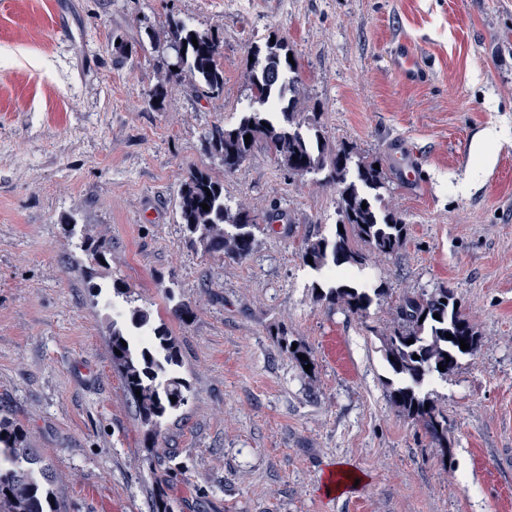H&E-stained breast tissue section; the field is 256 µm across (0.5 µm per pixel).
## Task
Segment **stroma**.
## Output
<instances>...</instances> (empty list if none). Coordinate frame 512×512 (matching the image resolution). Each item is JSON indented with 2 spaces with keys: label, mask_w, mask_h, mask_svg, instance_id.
I'll return each mask as SVG.
<instances>
[{
  "label": "stroma",
  "mask_w": 512,
  "mask_h": 512,
  "mask_svg": "<svg viewBox=\"0 0 512 512\" xmlns=\"http://www.w3.org/2000/svg\"><path fill=\"white\" fill-rule=\"evenodd\" d=\"M173 18L219 36L221 95L170 79ZM272 33L299 63L303 117L378 159L405 225L397 254L350 270L383 291L364 317L317 300L301 259L336 231L324 174L260 145L227 171L206 148L250 102ZM403 43L413 81L392 60ZM490 124L508 143H480ZM195 169L258 217L247 257L190 246L178 196ZM100 240L102 263L81 249ZM442 287L480 338L419 385L448 418L444 448L391 403L381 342L404 292ZM134 306L175 337L188 386L154 436L112 365ZM0 411L51 466L62 512H151L160 490L174 512H512V0H0ZM341 464L358 486L326 493Z\"/></svg>",
  "instance_id": "stroma-1"
}]
</instances>
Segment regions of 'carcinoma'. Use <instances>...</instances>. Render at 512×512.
<instances>
[{"label":"carcinoma","mask_w":512,"mask_h":512,"mask_svg":"<svg viewBox=\"0 0 512 512\" xmlns=\"http://www.w3.org/2000/svg\"><path fill=\"white\" fill-rule=\"evenodd\" d=\"M169 35L179 57L178 70L171 77L179 80L187 72L204 86L206 94H221L224 70L218 64L219 38L212 33L200 34L180 20L169 21ZM288 53L287 42L279 37H268L264 47H254L251 96L262 108L242 113L234 125H213L206 137L211 152L220 157L224 170L231 171L246 161L260 142L294 175L328 171L326 183L338 193L339 224L344 232L338 231L332 238L306 239L301 257L305 264L313 261L311 268L363 266L372 254L397 253L404 244V224L395 213L380 206L379 190L386 180L383 170L373 168L375 160L349 144L332 148L318 132L304 135L297 121V103H282L285 76L298 72V66L289 62ZM246 135L250 136L248 145ZM203 203L209 210L201 207ZM178 208L191 243H199L209 255L243 258L251 251L254 229L259 226L257 218L244 207L231 211L224 204L223 186L209 173H189ZM355 237L368 246V251L355 248ZM378 295L377 289L370 293L338 283L317 294V299L365 316ZM457 302L446 288L429 295L405 294L397 307L399 324L384 337L385 360L398 379V385L390 388V400L408 419L421 424L440 448L448 447L447 418L417 386L434 373L448 376L461 357L473 355L479 348V339L462 307L455 306ZM435 313L440 319L433 317ZM130 323L149 336L138 337L136 345L128 330L113 327L110 343L120 354L112 355V363L141 422L155 431L168 412L185 404L187 385L183 379L167 375V367L179 365V357L165 325H153L150 313L141 308L132 310ZM447 332L453 339H446ZM409 339L414 343H407ZM461 339L466 340L469 349L461 350ZM415 355L419 359H413ZM440 365L444 370L438 369ZM137 390L141 395L135 394ZM54 481L50 468L30 448L24 428L13 417L0 413V512H57V503L52 501Z\"/></svg>","instance_id":"obj_1"}]
</instances>
